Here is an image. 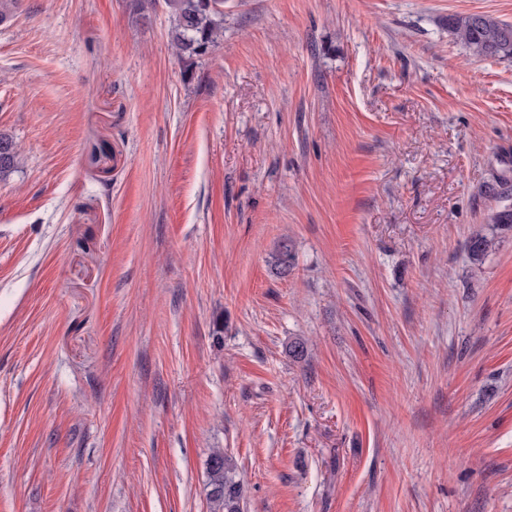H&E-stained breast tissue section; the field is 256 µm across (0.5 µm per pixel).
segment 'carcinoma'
<instances>
[{
	"instance_id": "cac0c4a2",
	"label": "carcinoma",
	"mask_w": 512,
	"mask_h": 512,
	"mask_svg": "<svg viewBox=\"0 0 512 512\" xmlns=\"http://www.w3.org/2000/svg\"><path fill=\"white\" fill-rule=\"evenodd\" d=\"M172 18L171 45L186 65L206 54L224 32V0H164ZM448 35L477 57L512 60V24L485 14L451 15ZM20 150L15 142L0 136V179L18 168ZM494 240L476 234L468 240V251L479 258ZM210 512H242L243 488L236 464L224 449L216 448L207 462Z\"/></svg>"
}]
</instances>
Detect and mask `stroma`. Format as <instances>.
<instances>
[{"mask_svg":"<svg viewBox=\"0 0 512 512\" xmlns=\"http://www.w3.org/2000/svg\"><path fill=\"white\" fill-rule=\"evenodd\" d=\"M462 13L512 0H224L187 66L162 0H22L0 512H210L216 448L244 512H512V61ZM448 35L477 57L512 60V24L485 14L451 15Z\"/></svg>","mask_w":512,"mask_h":512,"instance_id":"35a3bbf8","label":"stroma"}]
</instances>
